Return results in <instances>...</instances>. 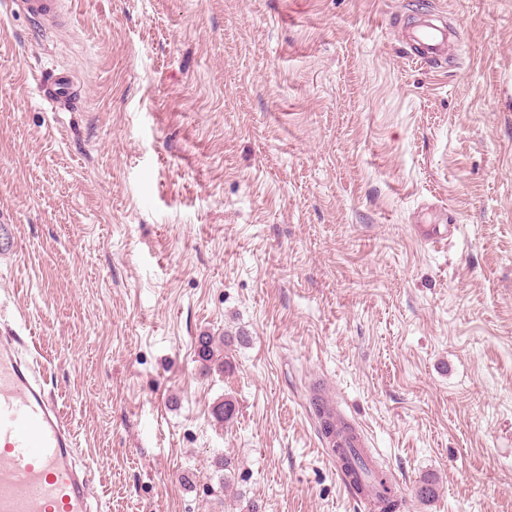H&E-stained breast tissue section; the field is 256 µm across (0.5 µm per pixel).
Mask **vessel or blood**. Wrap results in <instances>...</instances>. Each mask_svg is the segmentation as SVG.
Listing matches in <instances>:
<instances>
[{
    "mask_svg": "<svg viewBox=\"0 0 512 512\" xmlns=\"http://www.w3.org/2000/svg\"><path fill=\"white\" fill-rule=\"evenodd\" d=\"M19 10L43 30L65 26L64 0H15ZM451 33L446 24L426 21L408 38L421 62L445 59ZM44 99L57 112L78 108L76 79L67 70L42 78ZM22 339L9 324L0 325V512H91L93 481L76 458V440L65 424L38 368L22 350ZM336 469L345 491L374 508L380 488L351 464L365 454L366 430L344 414L336 416Z\"/></svg>",
    "mask_w": 512,
    "mask_h": 512,
    "instance_id": "b4317fda",
    "label": "vessel or blood"
}]
</instances>
